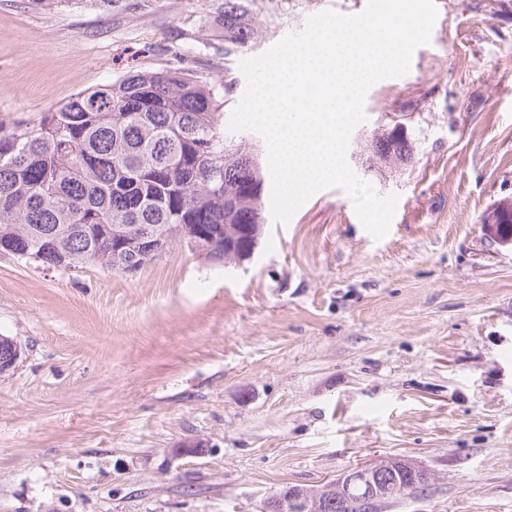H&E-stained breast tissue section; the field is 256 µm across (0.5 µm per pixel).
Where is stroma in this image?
Returning <instances> with one entry per match:
<instances>
[{
  "mask_svg": "<svg viewBox=\"0 0 512 512\" xmlns=\"http://www.w3.org/2000/svg\"><path fill=\"white\" fill-rule=\"evenodd\" d=\"M223 0H0V118L179 66L246 89L242 58L367 0H252L225 54ZM429 44L375 83L352 170L398 197L374 239L349 196L314 194L254 256L215 267L173 244L139 274L0 255V512H260L399 455L428 469L386 512H512V0H434ZM404 119L412 167L369 170Z\"/></svg>",
  "mask_w": 512,
  "mask_h": 512,
  "instance_id": "stroma-1",
  "label": "stroma"
}]
</instances>
